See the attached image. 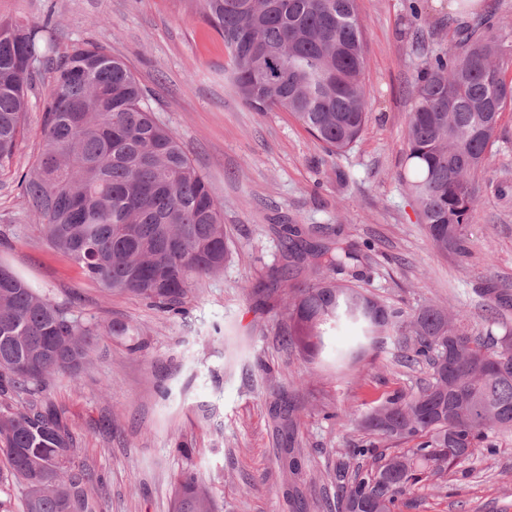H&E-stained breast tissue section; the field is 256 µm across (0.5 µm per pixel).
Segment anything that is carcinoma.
<instances>
[{"mask_svg":"<svg viewBox=\"0 0 512 512\" xmlns=\"http://www.w3.org/2000/svg\"><path fill=\"white\" fill-rule=\"evenodd\" d=\"M223 40L227 74L256 112L292 114L331 155L350 149L366 121L367 56L356 0H188ZM488 14L453 48L419 70L399 180L413 198L433 245L467 253L466 224L485 191L506 90L512 43ZM49 26L0 17V167L10 162L29 108L34 74L51 65L45 149L23 175L35 228L108 296L134 295L171 315L183 312L195 279L224 270L231 255L220 205L178 137L153 113L125 62L91 42L55 56ZM284 266L311 280L289 287L282 309L286 343L310 365L322 363L330 337L353 332L335 352L353 361L390 333L406 337L409 362L431 380L396 391L357 420L365 434L347 449L375 463L336 468L337 512H395L398 497L443 471L495 452L494 435L512 431V328L502 336L503 299L483 291L488 324L471 333L463 315L437 305L405 312L339 282L360 256L340 240L325 245L299 224L282 228ZM127 322H89L31 288L15 271L0 280V395H24L0 409V482L25 489L24 512H94L101 494L89 466L77 465L62 413L43 393L57 373H78L102 336H135ZM283 466L300 479L296 449ZM173 512H216L192 472L178 480Z\"/></svg>","mask_w":512,"mask_h":512,"instance_id":"1","label":"carcinoma"}]
</instances>
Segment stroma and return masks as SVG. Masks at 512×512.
<instances>
[{
	"instance_id": "35a3bbf8",
	"label": "stroma",
	"mask_w": 512,
	"mask_h": 512,
	"mask_svg": "<svg viewBox=\"0 0 512 512\" xmlns=\"http://www.w3.org/2000/svg\"><path fill=\"white\" fill-rule=\"evenodd\" d=\"M410 1L358 0L368 121L354 146L331 158L290 113L242 102L224 73L223 40L184 0H0V16L51 20L59 51L89 41L126 62L205 176L233 240L232 260L193 286L178 316L136 296H106L55 255L35 231L19 186L45 146L50 71L35 77L17 150L0 167V264L75 315L139 330L104 337L77 375H55L47 391L64 414L76 462L103 484L97 512H172L176 479L186 470L209 485L218 512H293L292 491L307 512H328L337 463L351 472L371 463L347 455L361 433L332 412L361 415L428 382V366L407 365L390 336L342 369L312 368L284 344L283 289L253 292L283 263V220L318 228L325 244L357 245L361 286L405 310L459 311L477 333L486 327L482 288L512 299V193L491 189L512 183V107L482 175L490 189L466 228L467 256L433 246L398 181L417 71L432 50L452 47L449 19H466L447 0H414L423 35L416 43L406 26ZM277 393L293 425L274 418ZM290 444L302 465L297 482L279 458ZM496 445L495 454L472 461L469 476L450 472L400 496L396 512H512V432L498 434Z\"/></svg>"
}]
</instances>
